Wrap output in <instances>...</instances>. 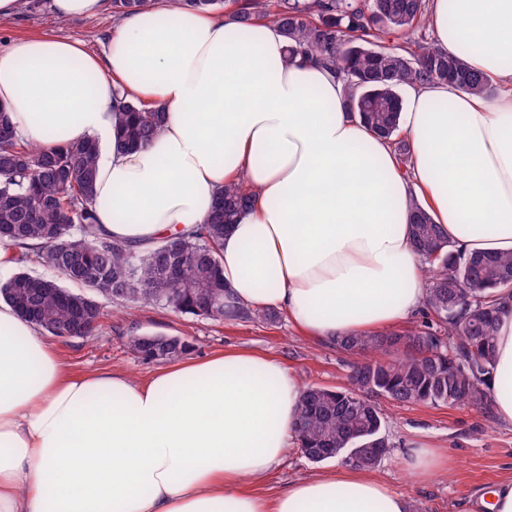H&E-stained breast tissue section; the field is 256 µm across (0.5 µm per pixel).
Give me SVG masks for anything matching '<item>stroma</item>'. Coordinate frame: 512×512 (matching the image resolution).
<instances>
[{"label":"stroma","mask_w":512,"mask_h":512,"mask_svg":"<svg viewBox=\"0 0 512 512\" xmlns=\"http://www.w3.org/2000/svg\"><path fill=\"white\" fill-rule=\"evenodd\" d=\"M117 25L109 11L90 19H62L54 13L51 0H25L16 17L0 23V50L19 38L50 35L80 41L89 52L99 55ZM100 304L103 319L97 335L51 341L73 375L112 369L135 380L147 378L157 365L138 358L129 340L152 333L183 337L191 344L194 358L230 350L249 351L279 361L304 385L335 388L347 382L350 357L337 351L330 341L304 335L286 316L274 325L230 323L180 315L151 304L132 305L125 313L118 312L109 299H101ZM381 408L387 418L385 434L391 450L371 475L404 496L409 512H459L473 492L493 488L512 476V427L502 425L493 409L398 405L388 400L382 401ZM411 441L438 447L447 454L451 468L428 482H419L403 465L406 445ZM340 466L337 459L311 462L293 446L270 473L245 479L244 484L252 492L271 498L292 481Z\"/></svg>","instance_id":"stroma-1"}]
</instances>
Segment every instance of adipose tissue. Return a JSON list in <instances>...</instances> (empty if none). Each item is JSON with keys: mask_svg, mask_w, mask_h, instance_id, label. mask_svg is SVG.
Returning <instances> with one entry per match:
<instances>
[{"mask_svg": "<svg viewBox=\"0 0 512 512\" xmlns=\"http://www.w3.org/2000/svg\"><path fill=\"white\" fill-rule=\"evenodd\" d=\"M428 18L436 44L500 95L410 88L407 171L391 141L345 110L335 74L289 56L278 26L215 13L150 7L100 56L51 36L15 41L0 51V102L27 144L98 141L94 208L112 239L145 249L189 233L219 189L244 181L252 202L221 262L233 297L286 310L311 336L379 331L426 302L410 199L465 253H512V0H430ZM119 92L164 112L150 145L117 147ZM497 311L487 386L512 426V296ZM302 390L277 361L238 352L143 380L75 377L0 302V512H408L348 467L271 500L242 489L282 459Z\"/></svg>", "mask_w": 512, "mask_h": 512, "instance_id": "ef3b65f1", "label": "adipose tissue"}]
</instances>
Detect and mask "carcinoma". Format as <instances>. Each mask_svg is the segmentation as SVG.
Here are the masks:
<instances>
[{
	"instance_id": "cac0c4a2",
	"label": "carcinoma",
	"mask_w": 512,
	"mask_h": 512,
	"mask_svg": "<svg viewBox=\"0 0 512 512\" xmlns=\"http://www.w3.org/2000/svg\"><path fill=\"white\" fill-rule=\"evenodd\" d=\"M177 7L221 13L242 24L266 18L289 40L291 55H308L339 74L346 108L383 137L399 133L400 91L412 85L453 83L488 98L492 87L482 74L433 42L411 38L426 24V0H172ZM156 0H112L122 20ZM399 36L411 46L389 45ZM117 143L135 150L153 142L164 112L140 100L117 98L113 106ZM94 139L51 150L19 143L8 108L0 104V241L17 249L18 272L0 282V298L26 321L49 335L70 326L82 337L101 328V295L118 306L141 302L174 313L229 322L273 325L275 308L251 309L236 301L216 312L212 302L228 289L220 273L224 232L250 203L239 184L224 186L205 223L177 239L148 249L114 242L102 233L93 200L97 161ZM414 247L426 265L425 320L404 331L338 336L337 349L358 357L348 384L303 390L295 433L300 452L321 463L371 469L389 452L384 434L385 399L399 405L430 404L483 407L494 353L497 307L489 291H512V253L466 254L456 249L427 209L409 202ZM39 263L83 288L76 292L55 279L25 271ZM78 297L88 308L74 309ZM143 356L172 361L191 350L177 336H154L149 344L130 340Z\"/></svg>"
}]
</instances>
